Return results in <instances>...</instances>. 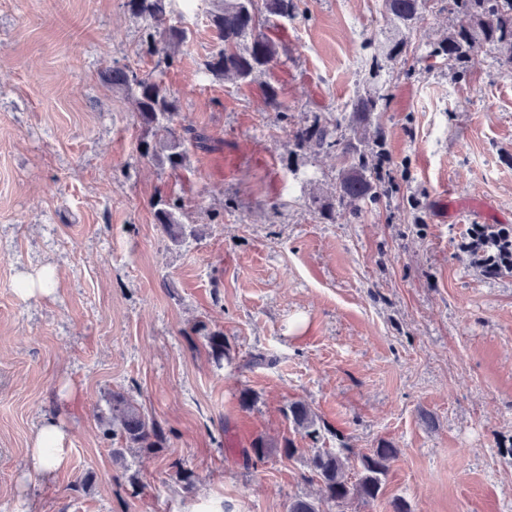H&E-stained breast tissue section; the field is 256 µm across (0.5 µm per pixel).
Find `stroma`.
<instances>
[{
  "label": "stroma",
  "instance_id": "1",
  "mask_svg": "<svg viewBox=\"0 0 512 512\" xmlns=\"http://www.w3.org/2000/svg\"><path fill=\"white\" fill-rule=\"evenodd\" d=\"M216 2H173L187 37L162 80L210 138L173 171L141 158L132 101L102 77L155 63L125 0H0V512H288L320 495L311 450L343 440L354 477L379 444L399 457L376 502L323 512H512V275L471 254L475 222L438 218L485 197L512 230V68L477 43L455 78L436 49L466 19L433 0L380 81L395 190L327 224L313 199L334 197L340 161L294 152L291 132L332 114L352 137L385 0H301L267 27L278 58L252 83L204 72ZM160 192L202 235L169 239ZM49 268L56 292L26 294ZM200 321L223 332L222 360ZM259 352L269 364L250 366ZM115 393L161 426L162 452L113 459L99 418ZM297 400L318 437L286 417ZM50 421L63 463L45 475L32 444Z\"/></svg>",
  "mask_w": 512,
  "mask_h": 512
}]
</instances>
